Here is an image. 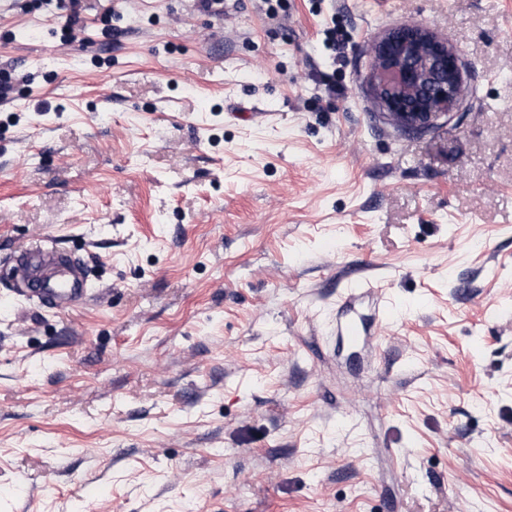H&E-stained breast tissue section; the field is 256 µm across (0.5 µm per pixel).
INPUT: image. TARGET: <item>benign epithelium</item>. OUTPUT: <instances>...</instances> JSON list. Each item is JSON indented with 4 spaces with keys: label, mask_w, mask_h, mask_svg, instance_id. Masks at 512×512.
<instances>
[{
    "label": "benign epithelium",
    "mask_w": 512,
    "mask_h": 512,
    "mask_svg": "<svg viewBox=\"0 0 512 512\" xmlns=\"http://www.w3.org/2000/svg\"><path fill=\"white\" fill-rule=\"evenodd\" d=\"M468 65L430 27L386 31L368 50V81L380 115L401 132L425 134L448 125L463 109Z\"/></svg>",
    "instance_id": "1"
}]
</instances>
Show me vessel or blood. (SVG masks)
<instances>
[{"label": "vessel or blood", "instance_id": "b4317fda", "mask_svg": "<svg viewBox=\"0 0 512 512\" xmlns=\"http://www.w3.org/2000/svg\"><path fill=\"white\" fill-rule=\"evenodd\" d=\"M21 264L25 285L16 294L23 300L37 302L40 308L55 313H65L93 298L88 263L65 257L54 245L23 253ZM361 299L372 300L378 323H386L389 308L373 281L363 277L351 282L342 299L341 312L336 317V339L340 345L369 354L380 349L382 339L371 335L364 318L356 315L355 304Z\"/></svg>", "mask_w": 512, "mask_h": 512}]
</instances>
